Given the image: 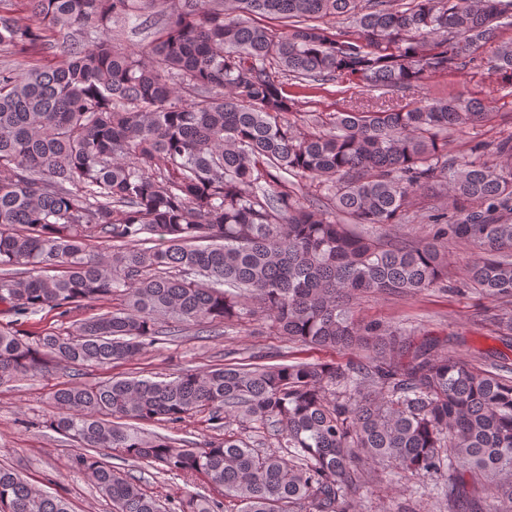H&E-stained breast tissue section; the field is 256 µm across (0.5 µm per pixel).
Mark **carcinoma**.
Returning <instances> with one entry per match:
<instances>
[{"label": "carcinoma", "instance_id": "carcinoma-1", "mask_svg": "<svg viewBox=\"0 0 512 512\" xmlns=\"http://www.w3.org/2000/svg\"><path fill=\"white\" fill-rule=\"evenodd\" d=\"M247 15L284 19L286 30ZM143 17L150 41L115 42L117 25ZM511 29L512 0L404 10L387 0H0V52L15 58L0 65V304L67 317L85 302H124L65 334L1 327L0 382L130 358L164 324L214 333L252 316L254 301L296 343L368 350L344 364L227 363L57 388L41 427L73 443L71 468L112 512L164 508L107 450L202 472L239 512H357L377 468L400 481L448 475V512H512V368L460 362L434 340L352 314L364 294L443 287L445 237L482 250L469 287L512 297V136L448 157V135L493 117L462 96L309 114L329 129L301 136L286 90L409 89L471 67L489 42L491 68L512 79V38L501 39ZM292 178L303 192L288 189ZM425 190L448 196L432 239L356 230L408 223ZM203 409L216 435L193 447L138 427ZM230 422L259 425L287 454L223 432ZM180 510L222 512V502L190 494ZM0 512L70 510L0 466Z\"/></svg>", "mask_w": 512, "mask_h": 512}]
</instances>
